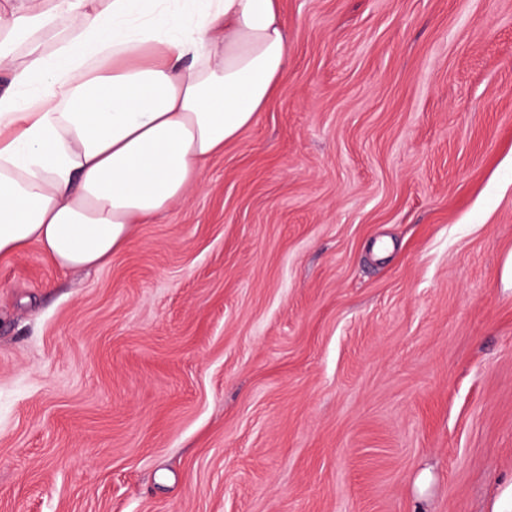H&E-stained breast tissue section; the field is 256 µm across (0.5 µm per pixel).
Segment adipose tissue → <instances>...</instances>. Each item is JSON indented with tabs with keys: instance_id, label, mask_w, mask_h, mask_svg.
<instances>
[{
	"instance_id": "1",
	"label": "adipose tissue",
	"mask_w": 512,
	"mask_h": 512,
	"mask_svg": "<svg viewBox=\"0 0 512 512\" xmlns=\"http://www.w3.org/2000/svg\"><path fill=\"white\" fill-rule=\"evenodd\" d=\"M0 255L98 267L280 87L279 0L0 5Z\"/></svg>"
}]
</instances>
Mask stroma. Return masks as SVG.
<instances>
[{
    "mask_svg": "<svg viewBox=\"0 0 512 512\" xmlns=\"http://www.w3.org/2000/svg\"><path fill=\"white\" fill-rule=\"evenodd\" d=\"M282 11L280 91L166 213L90 270L0 257V512L512 486V0Z\"/></svg>",
    "mask_w": 512,
    "mask_h": 512,
    "instance_id": "35a3bbf8",
    "label": "stroma"
}]
</instances>
